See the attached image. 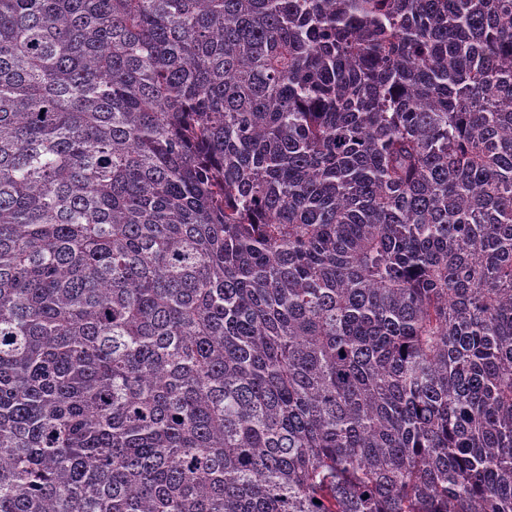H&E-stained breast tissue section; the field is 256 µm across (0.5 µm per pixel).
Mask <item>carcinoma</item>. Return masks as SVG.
<instances>
[{
    "label": "carcinoma",
    "mask_w": 512,
    "mask_h": 512,
    "mask_svg": "<svg viewBox=\"0 0 512 512\" xmlns=\"http://www.w3.org/2000/svg\"><path fill=\"white\" fill-rule=\"evenodd\" d=\"M0 512H512V0H0Z\"/></svg>",
    "instance_id": "cac0c4a2"
}]
</instances>
